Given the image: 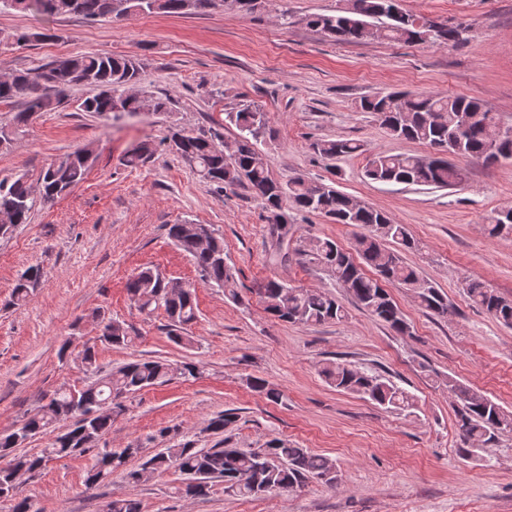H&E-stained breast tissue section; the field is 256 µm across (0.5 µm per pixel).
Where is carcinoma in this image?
<instances>
[{
    "mask_svg": "<svg viewBox=\"0 0 512 512\" xmlns=\"http://www.w3.org/2000/svg\"><path fill=\"white\" fill-rule=\"evenodd\" d=\"M51 15H77L87 20L128 17L149 14L203 13L216 7L220 0H0V11H26L32 2ZM352 6L334 15L313 14L305 18L306 25L341 43H354L376 35L390 41L437 45L456 43L463 28L444 24L426 29L427 19L403 10L393 0H351ZM140 60L128 56L83 54L66 57L34 69L14 73L9 82H0V102L13 99L25 101V108L16 113L15 127L28 123L37 112L52 111L62 103L65 89L87 86L96 93L83 102V111L103 115L121 106L129 114L149 108L154 113L174 111L175 102L169 96L145 94L126 95L129 88L141 80ZM364 112L377 116L389 134L396 139L418 141L434 148L441 146L445 157L416 156L403 153H376L365 167V176L372 181L451 188L464 181L463 170L448 161L461 157L492 163V158H512V138L493 146L489 144L484 126L496 121L494 113L476 99L442 94L379 93L360 103ZM229 123L237 130L232 151L226 153L214 146L220 132L216 129L196 133L172 127L167 140L172 149L195 167L204 183L220 189L237 185L249 188L261 201L276 249L270 260L274 264L288 262L289 252L283 249L288 235L290 213H320L336 224H352L364 229L357 235L355 251L361 260L340 248L330 238L314 237L301 240L293 252L305 263L319 267L344 289L353 302L376 320L397 332L409 329L404 315L381 280L395 281L412 292L418 306L428 313L445 317L448 300L432 283L420 277L415 268L406 264L399 252L386 246L391 242L404 249H415L417 243L405 224H397L384 211L338 191L333 185L311 182L301 176L279 181L270 175L268 163L258 148L267 133L266 115L252 101H241L226 113ZM315 153L326 160H339L362 150L353 139H326L316 142ZM156 146L144 140L125 154L124 165L137 168L154 156ZM93 151L78 149L57 159L43 169L38 178L39 193H34L24 177L0 181V222L25 224L38 204L53 202L82 183L92 166ZM172 242L194 262L201 279L214 288L224 290V298L234 302L239 293L233 268L226 262L224 238L215 235L206 225L190 222L167 225ZM375 271L377 277L363 272L361 264ZM43 277L38 265H31L19 276L9 304L27 302ZM127 292L137 310L150 315L164 309L168 336L175 344L188 348L194 337L189 327L198 317V306L191 290H174L171 281L157 270L145 267L127 283ZM470 300L496 321L512 327V301L498 296L480 282L466 283ZM260 298L271 305L265 311L281 321L302 325H322L343 320L346 309L326 292L311 291L269 279L257 289ZM100 340L108 345H129L136 332L132 326L113 319L101 321ZM198 368L191 362L180 364L166 360H135L98 376L81 388L54 390L49 401L28 416L16 430L0 435V498L14 502L13 512H33L32 501L22 495V477L33 476L57 457L84 453L112 428V416L121 410L118 397H127L174 379L196 377ZM324 381L339 391L357 394L386 409L408 411L414 406V396L377 371L359 369L345 361H328L320 369ZM250 387L276 403L282 399L279 391L265 380L254 377ZM448 388L457 401L456 418L466 444H488L505 430H512V414L479 391L448 380ZM72 424L56 434L49 446L39 454L16 453L29 438L53 432L64 421ZM169 437V445L152 455H143L142 446L135 442L121 451L100 453L86 478L91 489L112 480L118 473L131 483L141 481L140 472L149 468L158 473L176 469L186 475L185 494L204 497L211 482L221 480L225 489L243 497L278 491L290 492L301 488L310 479L322 480L336 469L335 462L313 454L305 448H292L278 440L258 450L230 448L220 441L213 448H197L191 441L170 437V430L159 431V437ZM138 458L136 468L130 460ZM106 512H140L134 500L114 497L106 503Z\"/></svg>",
    "mask_w": 512,
    "mask_h": 512,
    "instance_id": "1",
    "label": "carcinoma"
}]
</instances>
